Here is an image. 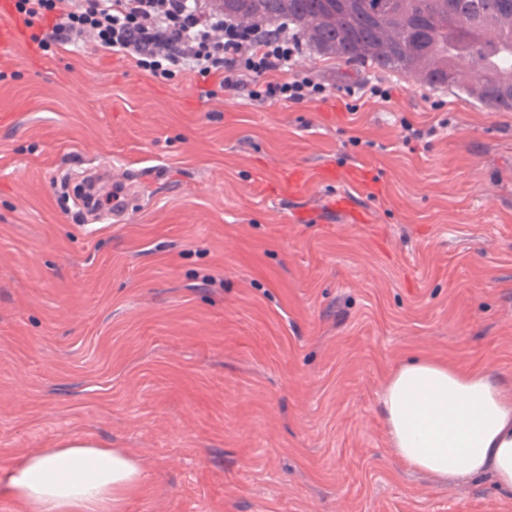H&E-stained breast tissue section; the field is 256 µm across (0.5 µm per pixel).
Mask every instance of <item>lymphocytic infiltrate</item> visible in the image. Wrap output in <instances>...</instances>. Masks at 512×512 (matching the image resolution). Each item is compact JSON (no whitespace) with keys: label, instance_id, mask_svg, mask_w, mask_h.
Masks as SVG:
<instances>
[{"label":"lymphocytic infiltrate","instance_id":"lymphocytic-infiltrate-1","mask_svg":"<svg viewBox=\"0 0 512 512\" xmlns=\"http://www.w3.org/2000/svg\"><path fill=\"white\" fill-rule=\"evenodd\" d=\"M209 0H14L41 49L92 41L128 58L154 78L188 73L219 78L228 88L253 84L255 97L298 104L324 85L294 67L299 37L281 28L271 37L241 24Z\"/></svg>","mask_w":512,"mask_h":512}]
</instances>
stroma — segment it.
Instances as JSON below:
<instances>
[{
  "mask_svg": "<svg viewBox=\"0 0 512 512\" xmlns=\"http://www.w3.org/2000/svg\"><path fill=\"white\" fill-rule=\"evenodd\" d=\"M296 64L324 97L92 44L0 57V461L124 449L147 477L121 512H512L491 474L407 468L378 411L412 357L512 386V110ZM366 82L391 101L350 111ZM404 120L438 132L403 143Z\"/></svg>",
  "mask_w": 512,
  "mask_h": 512,
  "instance_id": "stroma-1",
  "label": "stroma"
}]
</instances>
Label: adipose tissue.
Wrapping results in <instances>:
<instances>
[{"label":"adipose tissue","mask_w":512,"mask_h":512,"mask_svg":"<svg viewBox=\"0 0 512 512\" xmlns=\"http://www.w3.org/2000/svg\"><path fill=\"white\" fill-rule=\"evenodd\" d=\"M379 410L408 467L441 480L487 472L512 497V387L488 371L410 359L387 376ZM145 479L135 457L85 439L0 466V492L24 512H115Z\"/></svg>","instance_id":"obj_1"}]
</instances>
